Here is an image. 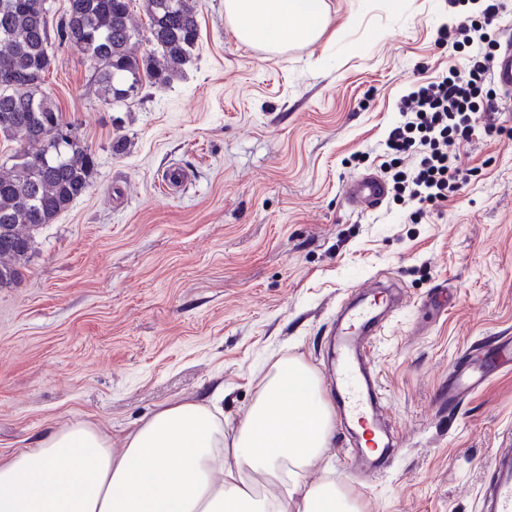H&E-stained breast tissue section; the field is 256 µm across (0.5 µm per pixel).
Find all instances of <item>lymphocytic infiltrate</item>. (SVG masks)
I'll return each mask as SVG.
<instances>
[{
  "mask_svg": "<svg viewBox=\"0 0 512 512\" xmlns=\"http://www.w3.org/2000/svg\"><path fill=\"white\" fill-rule=\"evenodd\" d=\"M502 8L501 0H482L480 18L467 19L437 31L438 43L468 48L466 57L449 59L446 76L414 83L400 99V119L386 142L395 154L415 158L411 173H396L394 180L407 185L410 201L437 207L447 201L463 177L450 148L470 140L476 124L492 130L494 102L483 99L491 79L498 41L489 28Z\"/></svg>",
  "mask_w": 512,
  "mask_h": 512,
  "instance_id": "1",
  "label": "lymphocytic infiltrate"
}]
</instances>
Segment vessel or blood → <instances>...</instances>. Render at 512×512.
<instances>
[{
    "instance_id": "obj_1",
    "label": "vessel or blood",
    "mask_w": 512,
    "mask_h": 512,
    "mask_svg": "<svg viewBox=\"0 0 512 512\" xmlns=\"http://www.w3.org/2000/svg\"><path fill=\"white\" fill-rule=\"evenodd\" d=\"M494 82L512 94V34L508 35L495 62ZM387 194L383 181L365 174L351 181L345 199L353 206L375 208ZM390 300L376 298L374 303L350 311L341 336V357L336 380V401L347 419L369 423L374 440H381L382 397L376 385L377 368L369 356L371 339L381 329L378 311L389 308ZM512 366V336L501 337L491 356L472 354L468 362L448 377V402L455 403L479 389L495 372ZM492 477L480 496L481 512H512V448H500L492 460Z\"/></svg>"
}]
</instances>
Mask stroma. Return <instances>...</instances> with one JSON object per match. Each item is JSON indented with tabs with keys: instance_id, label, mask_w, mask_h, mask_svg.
<instances>
[{
	"instance_id": "stroma-1",
	"label": "stroma",
	"mask_w": 512,
	"mask_h": 512,
	"mask_svg": "<svg viewBox=\"0 0 512 512\" xmlns=\"http://www.w3.org/2000/svg\"><path fill=\"white\" fill-rule=\"evenodd\" d=\"M326 2L318 40L263 54L238 40L224 0H198L183 75L120 111L78 49L51 45L43 91L97 172L37 233L21 281L0 288L1 459L74 420L121 450L157 410L217 387L232 435L285 357L332 397L336 315L353 287L386 285L401 303L371 353L400 449L360 479L336 415L296 478L348 488L363 512H479L491 454L512 443V368L453 408L438 399L471 346L512 336V96H497L498 133L453 146L471 176L441 206L390 195L352 209L346 183L385 173L400 98L446 71L453 49L435 37L454 15L448 0ZM175 167L190 177L163 193ZM443 285L454 301L426 312Z\"/></svg>"
}]
</instances>
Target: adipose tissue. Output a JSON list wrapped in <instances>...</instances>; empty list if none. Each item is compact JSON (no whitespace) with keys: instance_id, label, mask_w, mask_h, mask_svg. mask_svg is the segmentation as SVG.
<instances>
[{"instance_id":"obj_1","label":"adipose tissue","mask_w":512,"mask_h":512,"mask_svg":"<svg viewBox=\"0 0 512 512\" xmlns=\"http://www.w3.org/2000/svg\"><path fill=\"white\" fill-rule=\"evenodd\" d=\"M224 14L241 42L275 52L330 24L325 0H224ZM331 428L315 371L282 359L230 438L221 407L208 400L159 409L117 453L97 424L48 429L0 462V512H361L344 487L288 479V468L320 459ZM255 475L283 483L284 496H257Z\"/></svg>"}]
</instances>
